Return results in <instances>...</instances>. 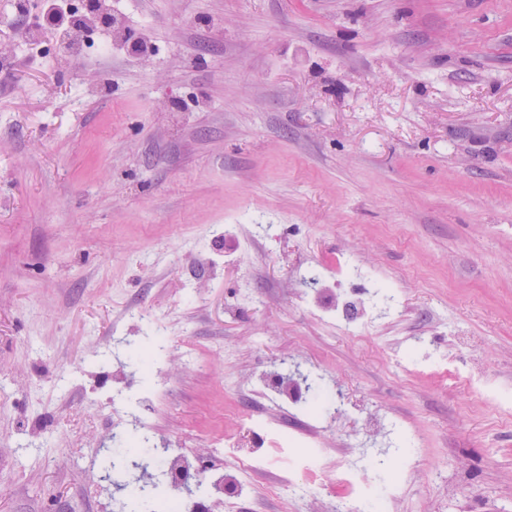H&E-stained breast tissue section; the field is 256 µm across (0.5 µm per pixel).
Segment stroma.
Returning a JSON list of instances; mask_svg holds the SVG:
<instances>
[{"label": "stroma", "mask_w": 512, "mask_h": 512, "mask_svg": "<svg viewBox=\"0 0 512 512\" xmlns=\"http://www.w3.org/2000/svg\"><path fill=\"white\" fill-rule=\"evenodd\" d=\"M101 2L110 53L63 62L20 38L40 0H0V512H113L85 458L157 391L203 461L258 427L295 480L335 473L301 403L225 389L228 349L392 423L376 453L417 476L389 512H512V0ZM348 257L397 300L362 339L302 307ZM116 336L162 337L155 374L124 387ZM418 336L445 371L397 365ZM281 473L241 512H300ZM224 386L237 391L248 393L252 402L262 411H277L279 409V402L276 398L270 396L264 390H257L246 385L244 381L238 378H229L224 381ZM250 387V388H249Z\"/></svg>", "instance_id": "35a3bbf8"}]
</instances>
